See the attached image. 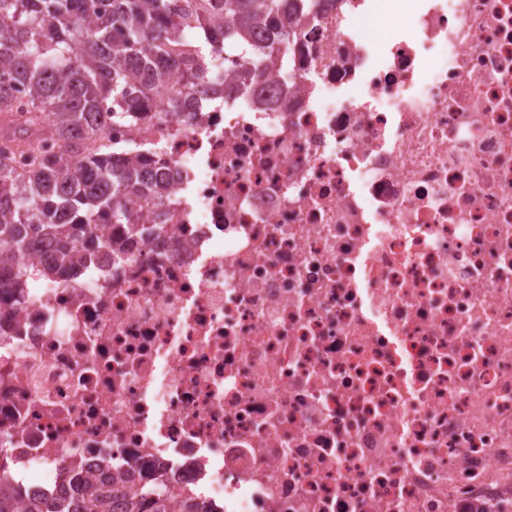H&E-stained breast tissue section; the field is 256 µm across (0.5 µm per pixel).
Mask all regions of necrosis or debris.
Instances as JSON below:
<instances>
[{
	"label": "necrosis or debris",
	"instance_id": "1",
	"mask_svg": "<svg viewBox=\"0 0 512 512\" xmlns=\"http://www.w3.org/2000/svg\"><path fill=\"white\" fill-rule=\"evenodd\" d=\"M286 0L150 147L164 203L0 300V471L171 512H512V0ZM391 31L380 41L379 22ZM124 511L119 512H170L168 500L159 488L151 490L146 497L121 498Z\"/></svg>",
	"mask_w": 512,
	"mask_h": 512
}]
</instances>
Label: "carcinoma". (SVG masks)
<instances>
[{
	"label": "carcinoma",
	"instance_id": "obj_1",
	"mask_svg": "<svg viewBox=\"0 0 512 512\" xmlns=\"http://www.w3.org/2000/svg\"><path fill=\"white\" fill-rule=\"evenodd\" d=\"M283 0H0V132L16 150H0V248L21 261L0 277V292L33 277L22 258L53 244L49 261L35 268L43 278L67 273L70 246L94 241L100 224H127L138 231L130 207L146 191L162 199L163 183L136 162L144 147L130 140L104 144L85 165L71 170L63 156L45 155L30 137L41 127L65 151L81 149L82 136L103 134L107 123L133 126L140 101L130 85L167 75L172 104L207 82L192 56L210 47L209 30L221 17L224 47L251 53V40L275 25ZM112 99V107L103 102ZM116 492L91 487L80 497L32 500L19 506L8 481L0 480V512H116ZM124 512H170L159 488L124 498Z\"/></svg>",
	"mask_w": 512,
	"mask_h": 512
}]
</instances>
